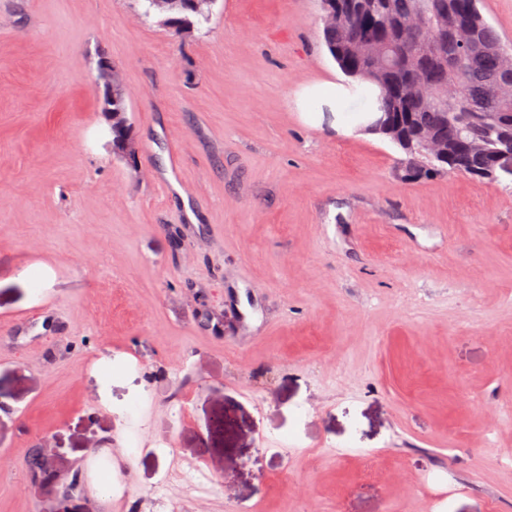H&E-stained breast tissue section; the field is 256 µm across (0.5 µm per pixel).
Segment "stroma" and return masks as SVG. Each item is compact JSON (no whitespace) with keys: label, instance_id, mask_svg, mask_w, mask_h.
<instances>
[{"label":"stroma","instance_id":"35a3bbf8","mask_svg":"<svg viewBox=\"0 0 512 512\" xmlns=\"http://www.w3.org/2000/svg\"><path fill=\"white\" fill-rule=\"evenodd\" d=\"M139 10L0 0V512H512V177L305 122L319 0ZM145 9L141 13L143 19L148 20L151 17L157 18L155 11L164 15L162 20L163 24L170 25L169 21L173 24V29L177 33H186L194 30L197 24L206 21L209 16V11L206 13L194 12L188 0H163L159 5H155L152 0H145ZM160 23V20L158 19ZM124 108L127 109V104L124 105L119 99H116L115 104H112V108H107L105 110L107 120L110 124V131L112 133V150L114 153L121 157H135V146L129 134L128 123L126 133H116L112 131V128L114 130H118L126 124V119H123L119 125L112 126V121L116 118V116L124 114ZM117 109H120L122 112L112 113V110L115 111ZM185 494L187 496H194L197 493L203 492L208 485V475L197 464L187 465L178 476Z\"/></svg>","mask_w":512,"mask_h":512}]
</instances>
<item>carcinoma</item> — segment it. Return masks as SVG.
Segmentation results:
<instances>
[{
	"instance_id": "1",
	"label": "carcinoma",
	"mask_w": 512,
	"mask_h": 512,
	"mask_svg": "<svg viewBox=\"0 0 512 512\" xmlns=\"http://www.w3.org/2000/svg\"><path fill=\"white\" fill-rule=\"evenodd\" d=\"M479 0H321L322 10L337 14L323 27L325 43L339 68L349 77L380 89L381 109L390 126L380 130L404 152L405 176L416 178L448 166L472 178L497 177L495 160L512 148V68L503 65L505 51L497 30L480 13ZM164 15L186 33L208 19L193 11L188 0H146L147 20ZM421 16L423 29L466 24L473 44L457 46L448 31L441 41L412 39L405 21ZM430 132L448 144V160L426 152L419 134ZM112 150L135 156L129 133H112Z\"/></svg>"
}]
</instances>
